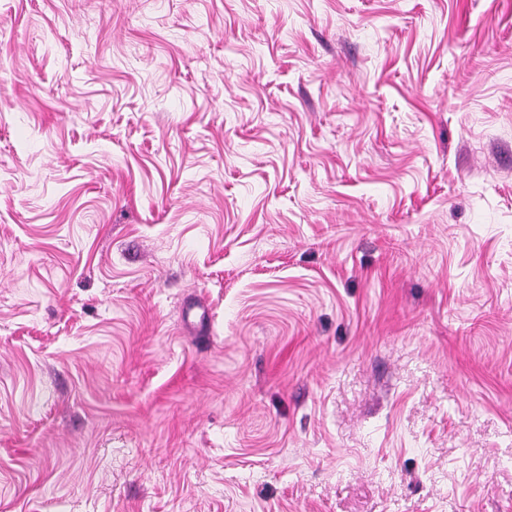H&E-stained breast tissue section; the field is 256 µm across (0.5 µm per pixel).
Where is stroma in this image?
Wrapping results in <instances>:
<instances>
[{"label": "stroma", "mask_w": 512, "mask_h": 512, "mask_svg": "<svg viewBox=\"0 0 512 512\" xmlns=\"http://www.w3.org/2000/svg\"><path fill=\"white\" fill-rule=\"evenodd\" d=\"M0 512H512V0H0Z\"/></svg>", "instance_id": "35a3bbf8"}]
</instances>
